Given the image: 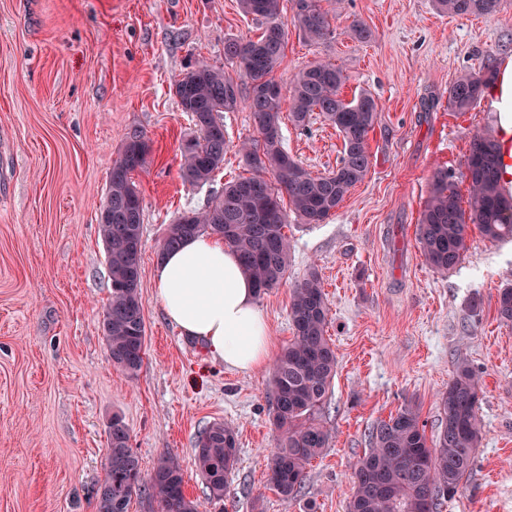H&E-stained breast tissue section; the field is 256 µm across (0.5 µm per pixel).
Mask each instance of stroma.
Wrapping results in <instances>:
<instances>
[{
	"instance_id": "35a3bbf8",
	"label": "stroma",
	"mask_w": 512,
	"mask_h": 512,
	"mask_svg": "<svg viewBox=\"0 0 512 512\" xmlns=\"http://www.w3.org/2000/svg\"><path fill=\"white\" fill-rule=\"evenodd\" d=\"M371 32L360 42L351 21ZM331 35L310 44L289 29L280 85L312 62L342 66L345 100L370 93L379 117L371 167L326 223L289 221L292 261L259 297L274 352L293 336L291 290L316 268L326 294L337 373L311 417L329 446L282 500L266 482L279 432L270 414L271 366L252 372L210 360L167 321L153 272L168 226L243 173L235 150L205 185L181 177V145L196 133L174 94L196 60L234 72L224 43L257 37L239 0H0V512H97L108 425L120 416L143 478L176 456L200 512H347L353 464L368 432L401 407L427 436L457 360L480 374L484 438L473 469L439 512H512V325L497 318L512 285V243L471 233L442 272L417 240L432 175L459 174L475 133L493 134L484 104L448 109L464 72L512 58V0L491 18L448 16L434 0H342ZM284 146L310 172L335 169L343 149L320 114L281 125ZM148 136L132 174L143 206L141 303L146 342L137 375L113 365L103 331L111 297L98 218L112 162L128 132ZM232 425L238 461L223 500L209 498L194 456L200 433Z\"/></svg>"
}]
</instances>
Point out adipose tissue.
Listing matches in <instances>:
<instances>
[{"mask_svg":"<svg viewBox=\"0 0 512 512\" xmlns=\"http://www.w3.org/2000/svg\"><path fill=\"white\" fill-rule=\"evenodd\" d=\"M496 115L501 150L499 182L512 195V60L483 92ZM155 295L166 318L197 339L209 355L232 370L251 372L271 355L267 321L257 290L238 253L223 239L200 234L164 252L154 271Z\"/></svg>","mask_w":512,"mask_h":512,"instance_id":"1","label":"adipose tissue"}]
</instances>
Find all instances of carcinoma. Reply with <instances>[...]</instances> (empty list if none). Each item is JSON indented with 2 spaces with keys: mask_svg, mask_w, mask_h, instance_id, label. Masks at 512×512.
<instances>
[{
  "mask_svg": "<svg viewBox=\"0 0 512 512\" xmlns=\"http://www.w3.org/2000/svg\"><path fill=\"white\" fill-rule=\"evenodd\" d=\"M320 2L295 0L293 25L311 44L331 34L330 12ZM435 3L450 16L493 17L501 7V0ZM240 6L245 14L262 19V32L255 39L227 40L224 55L250 85V96L242 97L241 84L203 59L176 80L174 89L182 111L198 131L182 148L183 180L191 185L212 180L231 147L222 114L242 106L251 112L258 132L256 139L237 147L249 176L225 183L222 193L205 208L179 214L169 225L161 251L201 233L215 235L239 253L261 295L279 286L288 271L291 245L284 232L288 213L304 224H323L365 179L371 163L367 138L379 109L367 93L351 101L341 97L346 80L341 67L315 62L301 68L289 82V121L300 128L318 112L343 140L335 169L320 175L308 171L284 147L282 88L269 90L286 45L281 0H240ZM492 73L486 67L460 75L448 87V109L458 113L473 109ZM149 151L143 132L126 136L112 162L103 203L109 219L101 225L112 288L103 325L112 363L131 375L143 365L146 339L140 297L143 207L131 174L145 165ZM499 164L496 141L483 133L474 135L461 173L470 186L466 209L448 171L433 173L417 228L422 254L433 268L454 269L468 249L473 228L489 242L512 241V200L499 185ZM283 194L288 197L286 207L281 203ZM497 316L512 323V286L498 289ZM289 320L293 339L272 373V419L280 435L267 478L285 501L299 492L307 466L329 446L328 432L309 418L327 394L337 368L336 352L326 336L325 294L313 268L292 289ZM480 392L479 374L462 360L439 398L442 427L437 436L427 437L419 412L410 406L373 425L368 452L352 468L348 512H437L440 500L454 496L472 470L473 449L483 438ZM129 441L123 419L112 417L108 432L112 469L105 475L110 492L97 499V512H129L133 495L144 489L157 501L159 512H198L197 502L185 494L177 458L163 456L145 484ZM236 456L235 432L227 424L214 423L197 438L195 461L210 498H224Z\"/></svg>",
  "mask_w": 512,
  "mask_h": 512,
  "instance_id": "carcinoma-1",
  "label": "carcinoma"
}]
</instances>
